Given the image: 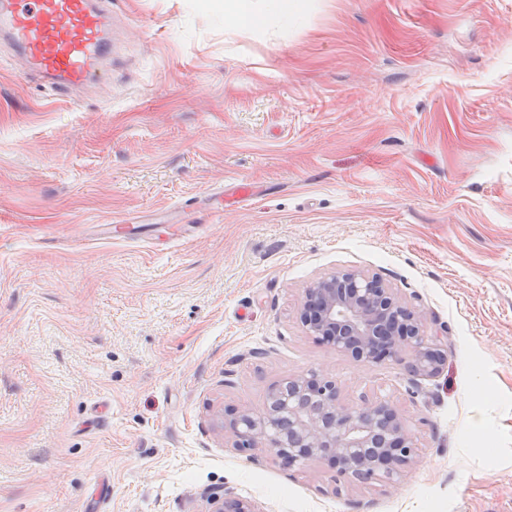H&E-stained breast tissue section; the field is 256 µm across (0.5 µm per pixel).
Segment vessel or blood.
I'll list each match as a JSON object with an SVG mask.
<instances>
[{
  "instance_id": "b4317fda",
  "label": "vessel or blood",
  "mask_w": 512,
  "mask_h": 512,
  "mask_svg": "<svg viewBox=\"0 0 512 512\" xmlns=\"http://www.w3.org/2000/svg\"><path fill=\"white\" fill-rule=\"evenodd\" d=\"M112 0H0V41L63 91L101 81L112 57Z\"/></svg>"
}]
</instances>
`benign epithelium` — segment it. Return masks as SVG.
<instances>
[{"label":"benign epithelium","mask_w":512,"mask_h":512,"mask_svg":"<svg viewBox=\"0 0 512 512\" xmlns=\"http://www.w3.org/2000/svg\"><path fill=\"white\" fill-rule=\"evenodd\" d=\"M299 319L308 335L361 364L395 358L415 376L434 377L445 362L420 316L377 275L347 270L318 278L304 291ZM227 416L220 427L239 450L269 448L290 467L324 457L359 483H396L419 450L388 403L364 398L347 406L336 382L315 371L273 385L262 410H230ZM214 512L257 510L227 496Z\"/></svg>","instance_id":"benign-epithelium-1"}]
</instances>
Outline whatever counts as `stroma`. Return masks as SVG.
<instances>
[{
  "instance_id": "stroma-1",
  "label": "stroma",
  "mask_w": 512,
  "mask_h": 512,
  "mask_svg": "<svg viewBox=\"0 0 512 512\" xmlns=\"http://www.w3.org/2000/svg\"><path fill=\"white\" fill-rule=\"evenodd\" d=\"M346 269L421 314L437 376L307 335L305 288ZM311 371L398 410L420 452L397 486L216 431ZM206 488L512 512V0H306L258 27L112 0V66L75 97L0 46V512H211Z\"/></svg>"
}]
</instances>
